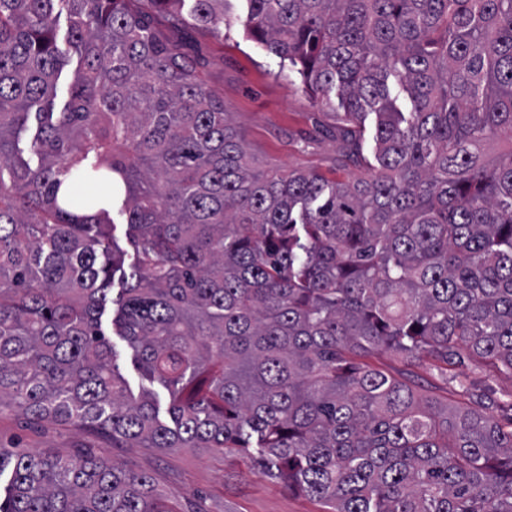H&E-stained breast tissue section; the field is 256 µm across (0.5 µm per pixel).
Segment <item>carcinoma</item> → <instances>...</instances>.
<instances>
[{
    "mask_svg": "<svg viewBox=\"0 0 512 512\" xmlns=\"http://www.w3.org/2000/svg\"><path fill=\"white\" fill-rule=\"evenodd\" d=\"M224 34L230 0H0V408L126 448L237 452L327 512H512V422L373 368L512 374V0H244L368 176L256 172L141 3ZM67 15L68 48L58 21ZM78 67L54 111L57 81ZM400 89L410 103L398 105ZM35 129L31 167L19 134ZM169 394L134 398L100 317ZM0 512H177L87 450L15 456Z\"/></svg>",
    "mask_w": 512,
    "mask_h": 512,
    "instance_id": "cac0c4a2",
    "label": "carcinoma"
}]
</instances>
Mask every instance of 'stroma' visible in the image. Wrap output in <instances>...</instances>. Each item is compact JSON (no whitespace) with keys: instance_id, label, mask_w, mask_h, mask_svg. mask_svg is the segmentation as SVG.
<instances>
[{"instance_id":"35a3bbf8","label":"stroma","mask_w":512,"mask_h":512,"mask_svg":"<svg viewBox=\"0 0 512 512\" xmlns=\"http://www.w3.org/2000/svg\"><path fill=\"white\" fill-rule=\"evenodd\" d=\"M187 54L206 86L224 102L238 133L248 143L255 165L262 170H315L326 177L345 176L336 163L339 146L322 135L331 124L329 108L305 92L299 79L284 72L280 61L260 45L246 40L241 23L223 36L186 25ZM115 305H107L102 328L111 337L115 364L133 393L150 388L133 350L112 325ZM377 368L408 381L419 393L449 404L458 396L430 361L407 366L385 354ZM467 386L497 419L512 416V376L467 365ZM124 471L152 477L156 490L178 512H325L322 504L288 490L279 480L254 469L237 454L213 448H116L111 438L49 422L29 423L16 409L0 408V449L10 452L45 451L73 455L80 446Z\"/></svg>"}]
</instances>
